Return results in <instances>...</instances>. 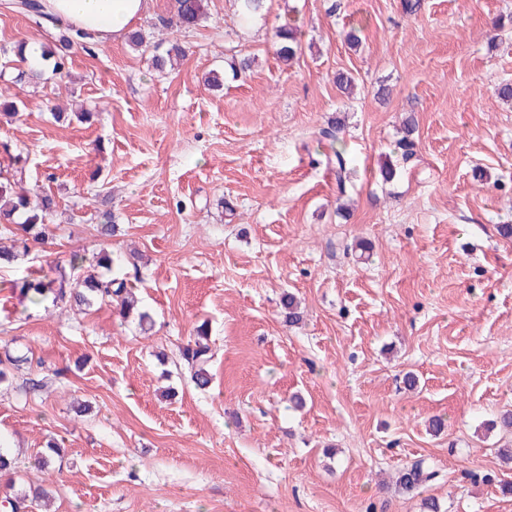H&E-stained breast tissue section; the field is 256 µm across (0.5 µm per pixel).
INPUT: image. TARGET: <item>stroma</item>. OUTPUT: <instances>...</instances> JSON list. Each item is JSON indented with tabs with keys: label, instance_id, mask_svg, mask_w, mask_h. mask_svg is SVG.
<instances>
[{
	"label": "stroma",
	"instance_id": "obj_1",
	"mask_svg": "<svg viewBox=\"0 0 512 512\" xmlns=\"http://www.w3.org/2000/svg\"><path fill=\"white\" fill-rule=\"evenodd\" d=\"M4 2L0 88L18 110L0 118V163L20 157L26 187L57 207L52 238L0 269V343L70 369L33 399L0 387L17 488L43 485L49 512H422L428 497L442 512H512L500 490L512 462L497 453L512 440L490 427L512 410V238L498 231L512 224V103L496 93L512 82V0H422L412 16L401 0H268L251 30L234 0H208L186 32L174 0H153L136 29L178 45L174 66L155 69L125 39L77 44L68 77L47 70L35 86L15 83L12 48L58 36ZM291 16L302 47L285 63L273 35ZM360 20L354 48L344 33ZM243 57L251 68L232 73ZM213 71L222 88L206 84ZM410 115L406 160L395 144ZM338 118L356 172L344 217L317 140ZM103 204L118 226L105 244L91 221ZM103 247L142 253L114 273L151 329L11 288L30 266L54 277ZM204 321L201 392L174 360ZM51 440L63 460L27 466ZM417 461L434 481L379 487Z\"/></svg>",
	"mask_w": 512,
	"mask_h": 512
}]
</instances>
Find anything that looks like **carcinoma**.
Instances as JSON below:
<instances>
[{
	"label": "carcinoma",
	"instance_id": "1",
	"mask_svg": "<svg viewBox=\"0 0 512 512\" xmlns=\"http://www.w3.org/2000/svg\"><path fill=\"white\" fill-rule=\"evenodd\" d=\"M8 7L22 14L46 18L40 0H9ZM265 0H238V16L243 24L262 15ZM207 18V0H176L175 25L181 30H192ZM276 54L284 62L293 59L301 49L302 30L295 25H282L275 32ZM74 43L70 35L62 36L52 47H41V56L51 62L53 71L61 74L68 63V51ZM341 121L337 120L321 129V139L329 143L333 153V171L336 190L339 196L347 194L351 187L353 168L345 150L342 148ZM23 171L15 168L11 172L0 171V238L8 237L12 241L10 249L0 248V266L11 265L29 255L30 243H42L52 235L51 216L55 201L49 195H43L34 203L22 186ZM96 230L102 237H110L115 232L112 224V211L105 209L95 215ZM116 260L105 251H99L93 261L73 255L70 259L71 275L57 278L24 277L15 282V287L29 300L40 305L51 301L52 306L61 304L71 307L90 308L94 305H106L112 308L121 319L135 317L139 323L151 320L148 313L138 308V301L128 288L127 281L112 274ZM208 323L196 327L193 336L179 348L181 361L190 369V378L195 388L207 390L212 376L207 369L210 359ZM28 358L18 356L3 346L0 352V385L16 384V391L25 398L40 395L48 386L55 370L39 369L27 373L21 383H16L15 374ZM435 477V472L423 468L419 463L404 466L395 473V485L412 492L420 489ZM12 493L5 496V503L11 512H34L44 506L49 498L48 492L41 487L16 490L9 484Z\"/></svg>",
	"mask_w": 512,
	"mask_h": 512
}]
</instances>
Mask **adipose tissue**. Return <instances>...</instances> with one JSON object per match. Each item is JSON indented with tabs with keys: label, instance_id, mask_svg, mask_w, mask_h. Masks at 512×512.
<instances>
[{
	"label": "adipose tissue",
	"instance_id": "ef3b65f1",
	"mask_svg": "<svg viewBox=\"0 0 512 512\" xmlns=\"http://www.w3.org/2000/svg\"><path fill=\"white\" fill-rule=\"evenodd\" d=\"M152 0H43L50 26L86 33L101 44L127 34L145 16Z\"/></svg>",
	"mask_w": 512,
	"mask_h": 512
}]
</instances>
